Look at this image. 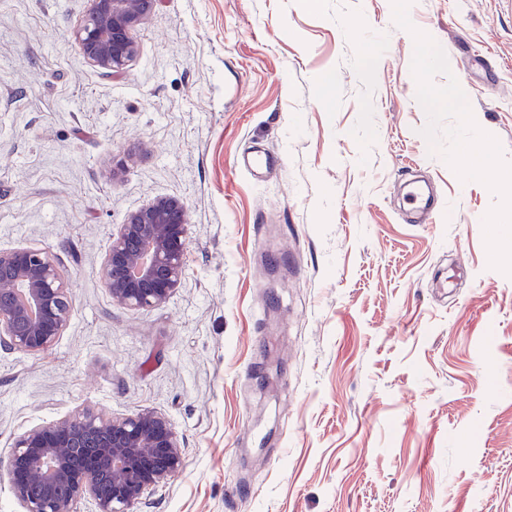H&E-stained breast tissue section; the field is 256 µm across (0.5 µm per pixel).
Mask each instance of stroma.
<instances>
[{
  "mask_svg": "<svg viewBox=\"0 0 512 512\" xmlns=\"http://www.w3.org/2000/svg\"><path fill=\"white\" fill-rule=\"evenodd\" d=\"M88 9L0 0V250L50 251L73 303L48 351L0 349V457L153 409L184 467L134 512H512V7L154 0L115 75ZM480 142L493 169L449 164ZM261 153L283 166L238 167ZM412 172L435 223L406 219ZM162 197L184 278L129 310L102 259Z\"/></svg>",
  "mask_w": 512,
  "mask_h": 512,
  "instance_id": "stroma-1",
  "label": "stroma"
}]
</instances>
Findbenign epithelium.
I'll return each instance as SVG.
<instances>
[{"instance_id": "7a95c632", "label": "benign epithelium", "mask_w": 512, "mask_h": 512, "mask_svg": "<svg viewBox=\"0 0 512 512\" xmlns=\"http://www.w3.org/2000/svg\"><path fill=\"white\" fill-rule=\"evenodd\" d=\"M74 38L85 57L112 75L136 53L131 31L152 0H89ZM186 206L158 198L130 212L112 235L100 274L112 302L144 310L166 302L185 270ZM72 314L70 277L47 251H0V347L27 354L52 348ZM178 434L161 412L114 416L86 409L18 435L0 469L23 512H130L142 496L181 472Z\"/></svg>"}]
</instances>
